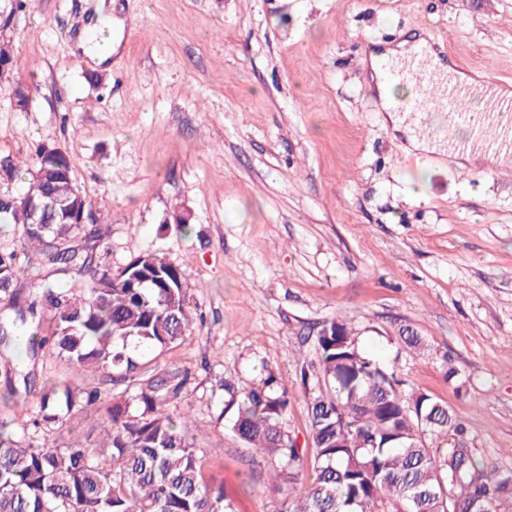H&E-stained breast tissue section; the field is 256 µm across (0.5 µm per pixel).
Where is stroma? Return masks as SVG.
<instances>
[{"mask_svg": "<svg viewBox=\"0 0 512 512\" xmlns=\"http://www.w3.org/2000/svg\"><path fill=\"white\" fill-rule=\"evenodd\" d=\"M13 4L0 158L56 143L113 268L157 251L184 272L203 323L162 361L191 372L175 405L235 512L279 498L218 420V380L247 388L269 367L299 387L313 327L335 318L407 391L448 403L463 431L442 447L512 470V176L409 150L364 82L369 51L423 37L512 84V0ZM99 21L113 53L97 66L80 42ZM402 325L425 355L399 344Z\"/></svg>", "mask_w": 512, "mask_h": 512, "instance_id": "1", "label": "stroma"}]
</instances>
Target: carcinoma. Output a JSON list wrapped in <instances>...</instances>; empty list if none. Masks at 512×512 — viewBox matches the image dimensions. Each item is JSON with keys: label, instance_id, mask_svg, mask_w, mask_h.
I'll use <instances>...</instances> for the list:
<instances>
[{"label": "carcinoma", "instance_id": "obj_1", "mask_svg": "<svg viewBox=\"0 0 512 512\" xmlns=\"http://www.w3.org/2000/svg\"><path fill=\"white\" fill-rule=\"evenodd\" d=\"M22 167L28 186L15 206H0V224L14 225L22 251L76 267L86 280L76 289L44 277L18 309L15 286L24 267L16 250L0 249V304L14 310V318L0 319V365L7 382L18 375L24 387L10 388L5 401L28 410L26 419L0 416V512H234L223 487L206 481L189 418L167 411L190 383L189 371L142 361L192 334L197 312L184 273L153 252H138L114 271L105 257L72 247L79 236H100V217L67 154L43 143L27 163L8 160L6 171L14 177ZM33 208L48 223H33ZM76 209L93 223H73ZM324 326L327 335L317 337L301 370L311 452L285 430L294 393L274 371L246 390L222 384L228 399L217 420L266 460L278 512H478L502 505L512 471L425 442L428 433L458 430L448 404L403 391L394 373L359 349L345 320ZM23 338L25 355L34 359L46 349L85 377L109 378L112 389L104 395L84 379L61 376L28 400L33 381L17 366ZM98 413L110 428L107 438L74 433L77 419ZM49 439L61 444L46 449ZM306 474L310 484L299 493Z\"/></svg>", "mask_w": 512, "mask_h": 512}]
</instances>
